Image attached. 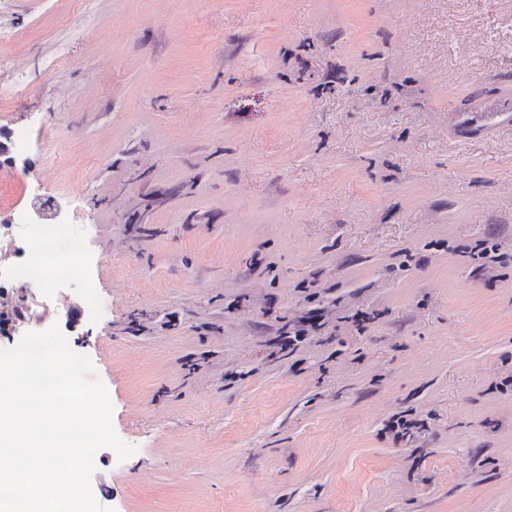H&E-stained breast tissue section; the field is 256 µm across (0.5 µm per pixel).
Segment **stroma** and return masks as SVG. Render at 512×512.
Wrapping results in <instances>:
<instances>
[{
    "instance_id": "1",
    "label": "stroma",
    "mask_w": 512,
    "mask_h": 512,
    "mask_svg": "<svg viewBox=\"0 0 512 512\" xmlns=\"http://www.w3.org/2000/svg\"><path fill=\"white\" fill-rule=\"evenodd\" d=\"M512 0H0V225L137 452L112 512H512ZM307 328L295 348L282 336ZM82 251L83 241L74 237L71 246L72 261L62 262L52 249L50 237H30L25 248L18 254L19 262L7 275L0 277L1 300H11L14 295L26 291L33 283L44 287L62 286L80 278Z\"/></svg>"
}]
</instances>
